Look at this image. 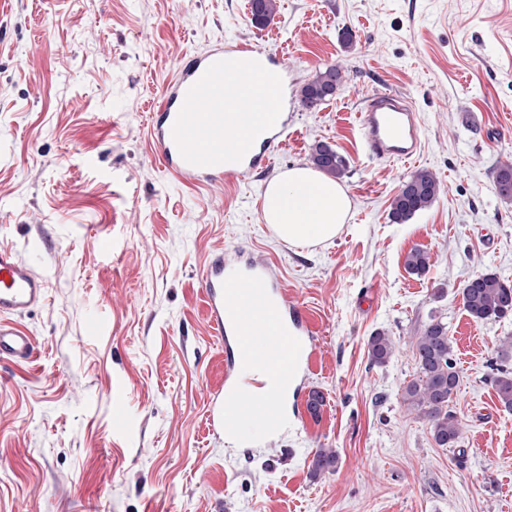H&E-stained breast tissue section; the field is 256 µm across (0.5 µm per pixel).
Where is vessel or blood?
Listing matches in <instances>:
<instances>
[{"mask_svg": "<svg viewBox=\"0 0 512 512\" xmlns=\"http://www.w3.org/2000/svg\"><path fill=\"white\" fill-rule=\"evenodd\" d=\"M289 121L284 66L271 53L228 40L178 64L150 115L149 131L164 170L203 183L269 167ZM420 130L418 112L390 92L373 96L358 115L362 149L375 159L416 157ZM201 293L235 374L210 402L212 432L239 435L250 423L279 427V383L294 382L312 367L310 319L262 263L240 265L215 256ZM46 297L45 280L15 250L0 246V362L36 358V341L14 317Z\"/></svg>", "mask_w": 512, "mask_h": 512, "instance_id": "vessel-or-blood-1", "label": "vessel or blood"}]
</instances>
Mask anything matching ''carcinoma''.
Wrapping results in <instances>:
<instances>
[{
	"label": "carcinoma",
	"mask_w": 512,
	"mask_h": 512,
	"mask_svg": "<svg viewBox=\"0 0 512 512\" xmlns=\"http://www.w3.org/2000/svg\"><path fill=\"white\" fill-rule=\"evenodd\" d=\"M279 10L278 0H258V7L250 10L251 22L264 26ZM345 80L344 71L337 65L317 71L301 88L300 102L312 108L331 98ZM310 164L326 174L343 178L348 172V161L325 142L313 146ZM494 190L503 200H512V163H503L494 173ZM441 188L435 174L427 169L415 172L403 181L390 204V219L405 224L417 213L430 208ZM430 266V254L414 247L404 256V267L412 275H424ZM465 311L477 321L500 320L512 316V283L494 273L473 276L461 289ZM368 358L372 365L387 364L396 345L384 331L374 332L368 339ZM417 363V375L401 388L402 403L407 410L424 417L430 424L432 437L441 448L456 447L462 426L450 407L453 396L459 392L460 375L454 363L453 341L448 326L441 318L432 316L421 333L412 342ZM502 406L512 410V370L497 369L493 379ZM339 455L332 448L319 449L312 459L313 475L331 472L337 468Z\"/></svg>",
	"instance_id": "obj_1"
}]
</instances>
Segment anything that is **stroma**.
Returning a JSON list of instances; mask_svg holds the SVG:
<instances>
[{
  "mask_svg": "<svg viewBox=\"0 0 512 512\" xmlns=\"http://www.w3.org/2000/svg\"><path fill=\"white\" fill-rule=\"evenodd\" d=\"M280 55L299 91L338 63L345 80L296 108L264 172L199 186L159 164L149 114L177 64L224 40ZM389 91L422 118L410 162L372 160L356 132L367 96ZM349 162L350 219L310 247L263 219L266 185L317 142ZM512 162V0H0V246L47 284L20 320L32 363H0V512H512V411L492 375L512 317L477 322L461 288L512 282V202L493 187ZM427 169L441 194L392 223L403 180ZM414 247L428 272L403 264ZM265 261L319 341L318 415L230 443L208 430L224 343L199 290L214 255ZM448 326L460 370L457 447H438L400 393L411 340ZM386 331L396 352L369 364ZM339 454L312 476L318 449ZM430 254L421 248L414 247L404 256V267L412 275H424L430 266ZM368 358L371 365L387 364L395 353L396 345L385 331H375L368 339Z\"/></svg>",
  "mask_w": 512,
  "mask_h": 512,
  "instance_id": "1",
  "label": "stroma"
}]
</instances>
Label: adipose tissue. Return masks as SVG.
I'll list each match as a JSON object with an SVG mask.
<instances>
[{"label":"adipose tissue","instance_id":"1","mask_svg":"<svg viewBox=\"0 0 512 512\" xmlns=\"http://www.w3.org/2000/svg\"><path fill=\"white\" fill-rule=\"evenodd\" d=\"M350 208L343 185L306 166L288 169L265 190L264 219L280 240L290 244L336 238Z\"/></svg>","mask_w":512,"mask_h":512}]
</instances>
